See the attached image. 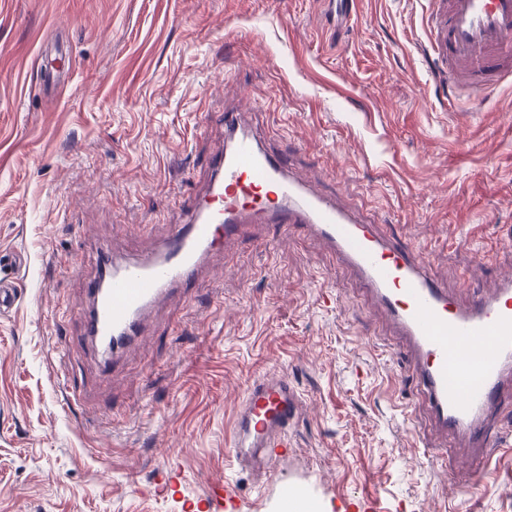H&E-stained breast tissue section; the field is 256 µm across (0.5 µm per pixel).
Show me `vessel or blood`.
I'll use <instances>...</instances> for the list:
<instances>
[{"instance_id":"1","label":"vessel or blood","mask_w":512,"mask_h":512,"mask_svg":"<svg viewBox=\"0 0 512 512\" xmlns=\"http://www.w3.org/2000/svg\"><path fill=\"white\" fill-rule=\"evenodd\" d=\"M426 25V54L447 73L449 94L475 97L512 85V0H430ZM207 122L223 126L225 146L207 157L204 192L151 251L127 261L102 251L79 315L83 338L110 343L113 361H120L142 337L152 309L198 280L208 260L250 227L301 228L352 269L402 338L405 368L436 433L467 437L477 461L488 462L503 445L500 414L512 400V278L458 301L417 252L298 179L287 157L269 151L240 112ZM298 418L299 394L287 372L257 378L233 420L231 460L254 477L266 475L287 458Z\"/></svg>"}]
</instances>
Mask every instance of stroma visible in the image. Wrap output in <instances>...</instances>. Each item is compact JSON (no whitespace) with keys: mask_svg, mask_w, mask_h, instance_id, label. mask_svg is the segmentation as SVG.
Listing matches in <instances>:
<instances>
[{"mask_svg":"<svg viewBox=\"0 0 512 512\" xmlns=\"http://www.w3.org/2000/svg\"><path fill=\"white\" fill-rule=\"evenodd\" d=\"M427 0H0V251L29 255L0 315V512H512V445L481 469L430 418L405 349L356 276L306 232L211 258L103 372L71 308L96 253L154 247L224 146L235 108L296 173L418 251L460 297L512 273V88L445 110L424 54ZM230 51H222L224 42ZM64 44L62 86L36 70ZM291 373L287 461L254 484L225 453L249 382ZM84 398L68 403V391ZM109 449L98 460V449Z\"/></svg>","mask_w":512,"mask_h":512,"instance_id":"1","label":"stroma"}]
</instances>
